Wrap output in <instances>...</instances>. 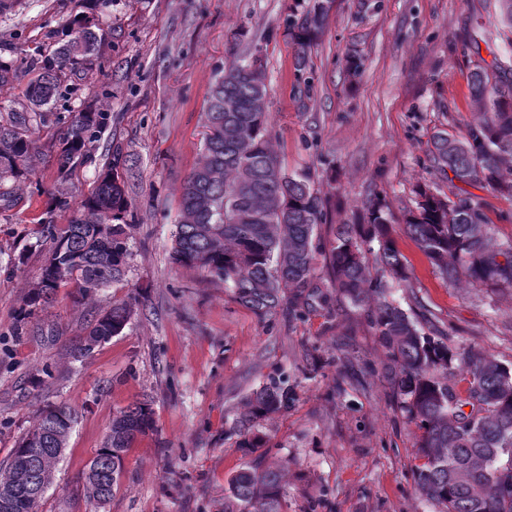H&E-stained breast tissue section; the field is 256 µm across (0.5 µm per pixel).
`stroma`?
<instances>
[{"label": "stroma", "mask_w": 512, "mask_h": 512, "mask_svg": "<svg viewBox=\"0 0 512 512\" xmlns=\"http://www.w3.org/2000/svg\"><path fill=\"white\" fill-rule=\"evenodd\" d=\"M302 8L301 0H15L0 14V61L18 74L0 92V113L18 109L31 58L53 50L73 19L95 17L102 39L97 57L66 75L72 94L36 129L31 180L0 205V466L44 403L91 406L38 512H219L227 479L245 462L224 436V417L278 367L296 392L270 428L271 455L288 464L284 512H439L415 488L417 427L387 380L365 369L384 362L365 320L320 309L259 322L223 283L173 265L171 235L180 188L201 156L210 87L226 64L260 52L270 138L285 168L311 171L344 218L380 195L413 282L393 288L396 302L431 312L449 347H475L512 367V288L445 281L400 225L417 186L450 191L431 167L429 137L463 133L479 118L471 74L512 54V32L498 0H334L300 72L284 30ZM349 53L363 61L353 84L344 73ZM88 108L111 114L104 140L141 162L129 268L85 303L59 288L21 325V298L41 276L32 229L54 185L59 137L69 115ZM138 293L145 301L123 333L74 361L69 350L93 316ZM45 367L52 378L33 388L30 375ZM145 397L153 431L127 452L111 500L87 503L81 473L114 413Z\"/></svg>", "instance_id": "1"}]
</instances>
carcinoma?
<instances>
[{
	"label": "carcinoma",
	"mask_w": 512,
	"mask_h": 512,
	"mask_svg": "<svg viewBox=\"0 0 512 512\" xmlns=\"http://www.w3.org/2000/svg\"><path fill=\"white\" fill-rule=\"evenodd\" d=\"M330 0H309L288 20L287 35L296 66L308 65L309 52L323 33ZM93 18L70 24L53 53L31 62L32 78L22 110L0 121V186L18 189L34 173V125L43 108L60 94V78L96 56L100 38ZM472 98L482 117L462 136L445 130L430 139V162L443 176L512 197V63L493 57L472 75ZM264 66L233 61L211 88L205 112L202 156L181 190L172 258L186 269H201L224 283L234 299L264 322L285 306L302 320L322 307H347L367 322L385 349L383 369L392 396L421 431L413 477L419 494L441 512H512V367L473 347L448 348L446 330L424 312L409 313L389 298L397 284L412 287L407 266L392 237V216L380 200L369 201L353 223L329 224V198L313 186L311 172L288 173L268 134ZM111 120L108 112L71 115L61 136L56 188L34 234L45 246L40 280L21 300L18 321L70 285L81 303L123 280L132 256L135 215L129 189L138 159L119 143L108 146V161L94 185L77 203L65 186L75 167L92 158L95 143ZM57 210H70V222L54 223ZM330 231L322 233L324 225ZM403 224L442 278L512 288V243L498 246L490 233L484 203L458 189L453 196L427 185L415 190V205ZM503 255L501 263L497 257ZM323 261L328 276L318 273ZM141 300L131 296L93 317L87 333L72 346L83 357L120 335ZM458 370L464 391L448 374ZM295 392L277 370L248 393L225 433L250 458L228 479L224 512H283L285 467L266 460L267 423L288 410ZM86 406L48 403L11 450L5 468L22 461L24 477L13 488L3 512H37L43 478L68 445ZM112 442H103L92 463L98 488L83 492L89 502L110 501L126 453L154 429L151 401L137 400L112 417Z\"/></svg>",
	"instance_id": "1"
}]
</instances>
